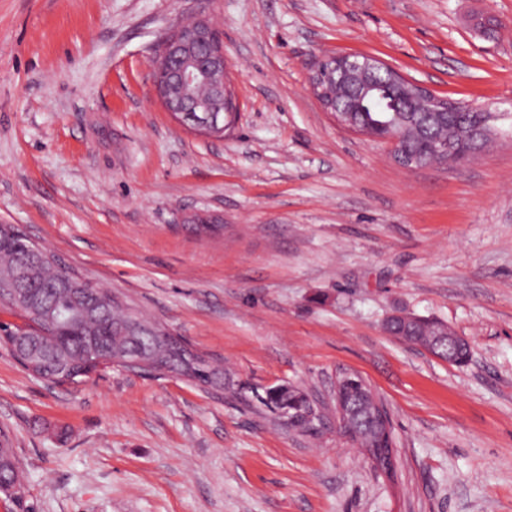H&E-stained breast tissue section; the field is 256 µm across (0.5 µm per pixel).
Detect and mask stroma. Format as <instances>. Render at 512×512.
<instances>
[{"label":"stroma","instance_id":"1","mask_svg":"<svg viewBox=\"0 0 512 512\" xmlns=\"http://www.w3.org/2000/svg\"><path fill=\"white\" fill-rule=\"evenodd\" d=\"M200 15L238 105L220 138L152 92L161 41ZM325 53L512 113V0H0V224L244 386L328 407L315 439L180 377L57 385L0 347L23 483L0 512H512V120L489 151L402 168L322 109ZM397 308L469 361L388 335ZM350 372L389 412L390 471L336 427Z\"/></svg>","mask_w":512,"mask_h":512}]
</instances>
